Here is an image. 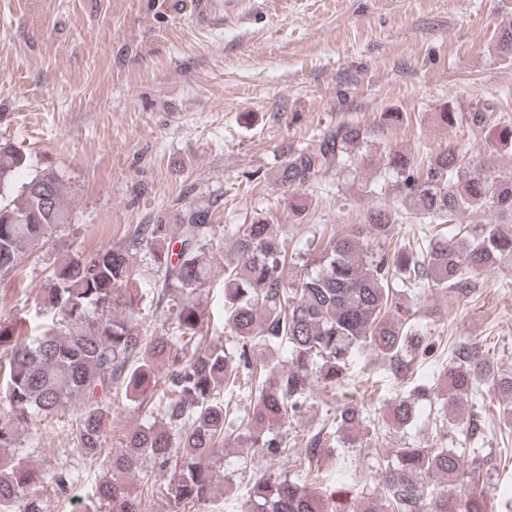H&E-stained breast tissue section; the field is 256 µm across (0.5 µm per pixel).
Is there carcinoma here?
<instances>
[{
    "label": "carcinoma",
    "instance_id": "1",
    "mask_svg": "<svg viewBox=\"0 0 512 512\" xmlns=\"http://www.w3.org/2000/svg\"><path fill=\"white\" fill-rule=\"evenodd\" d=\"M493 39L497 55L511 60L512 19ZM436 120L445 129L490 128L491 155L512 147V120L489 101L466 112L446 103ZM376 156L384 177L371 193L392 201L370 210L361 224L321 235L304 270L285 271V243L267 220L236 225L227 243L233 259L224 263V329L235 338L230 347L208 338L197 300L212 277L211 208L184 207L173 237L166 224H137L122 245L60 260L35 297L36 313L51 312L55 322L38 333L27 332L20 321L0 323V512H46L41 490L49 485L64 495L73 484V471L42 473L27 464L17 441L23 424L71 403L83 404L76 418L81 462L106 469L91 485L85 512H143L142 494H131L128 479L146 462L166 474L171 512H198L214 501V472L224 449L245 445L271 460L282 457V428L309 407L314 385L328 394L342 384L356 354L369 350L406 379L413 353L425 354L429 345H420L402 289L440 288L454 303L471 294L479 276L512 265V233L501 225H478L467 246L454 234L466 212L491 209L512 223V174L475 161L457 140L415 159L389 143L375 145L371 131L344 123L321 133L312 149L288 150L276 180L298 189L333 172L368 167ZM26 167L19 148L0 142V275L20 268L53 227L69 223L59 173L46 168L17 181ZM408 216L425 227L420 237L401 243L394 230ZM156 243L163 245L158 299L171 302L172 335L149 334L151 325L135 311L139 288L131 253ZM283 345L290 358H274L272 350ZM161 364L167 366L163 376ZM250 375L258 377L257 396L242 414L233 401L241 377ZM482 380L498 395L501 427L511 430L512 369L476 345L451 350L433 397L444 410L472 400L471 411L448 419L474 439L470 470L453 448H382L373 476L384 497L361 495L348 508L336 499V489L308 483L317 478L325 453L326 434L319 432L288 460L297 479L266 472L250 477L239 512H487L482 494L451 491L508 453L477 447L486 421L480 417L486 408L478 391ZM121 388L151 405L154 421L133 430L125 448L112 453L104 448V423L112 391ZM432 391L412 385L394 402L392 425H410L416 400ZM335 420L340 438L357 440L358 406L337 407Z\"/></svg>",
    "mask_w": 512,
    "mask_h": 512
}]
</instances>
